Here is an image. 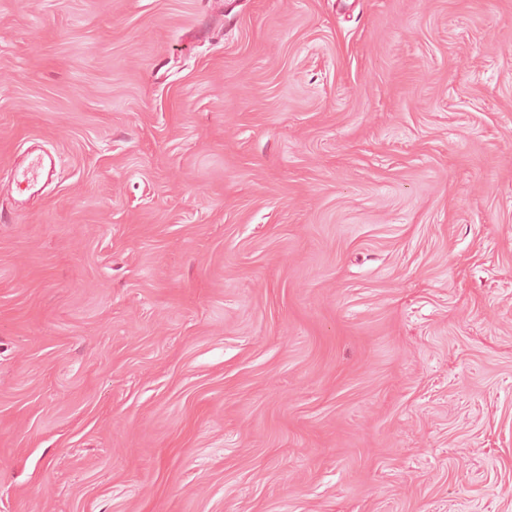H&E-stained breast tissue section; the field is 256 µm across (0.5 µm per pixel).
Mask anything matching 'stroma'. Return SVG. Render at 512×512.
Instances as JSON below:
<instances>
[{
	"instance_id": "1",
	"label": "stroma",
	"mask_w": 512,
	"mask_h": 512,
	"mask_svg": "<svg viewBox=\"0 0 512 512\" xmlns=\"http://www.w3.org/2000/svg\"><path fill=\"white\" fill-rule=\"evenodd\" d=\"M0 512H512V0H0ZM55 171V163L51 158L46 159L42 155H36L30 159L27 165L18 167L14 171L13 184L23 186L22 191L36 186L43 179H49Z\"/></svg>"
}]
</instances>
